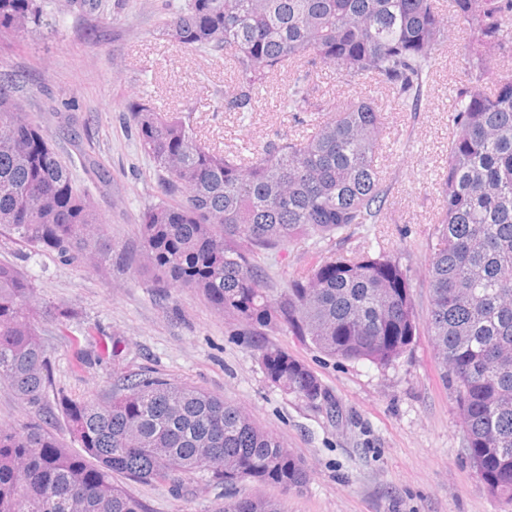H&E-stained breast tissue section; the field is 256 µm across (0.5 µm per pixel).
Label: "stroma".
I'll return each mask as SVG.
<instances>
[{
  "label": "stroma",
  "instance_id": "35a3bbf8",
  "mask_svg": "<svg viewBox=\"0 0 512 512\" xmlns=\"http://www.w3.org/2000/svg\"><path fill=\"white\" fill-rule=\"evenodd\" d=\"M180 2L89 0L63 14L57 0H45L37 27L0 43V72L11 74L22 110L42 122L65 161L76 163L75 178L96 196L108 223L106 249L116 255L137 249L139 215L159 194L129 122L131 100L148 97L161 110L192 112L202 134L222 147H250L306 132L279 109L289 83L285 72L249 120L215 111L200 87L228 83L223 59L180 49L158 32L159 17ZM461 38L460 28L450 29L416 112L372 83L345 84L334 69L313 75L330 105L373 95L385 109L380 162L389 188L387 221L355 230L337 240L335 249L397 254L422 320L431 302L426 265L440 207L438 181L453 133L448 110L463 78ZM83 157L95 163L96 173L79 167ZM324 256L320 246L305 240L261 252L257 260L267 270L268 287L279 288ZM0 262L34 277L37 302L63 304L75 314L62 325L37 322L56 387L75 398L103 391L112 382L117 346L123 370L156 371L224 397L259 427L278 434L308 469L301 491L245 483L238 487L240 495L277 501L283 512H512V505L489 495L465 454L462 417L427 328H420L407 351L385 369L334 360L284 332L269 333L270 342L287 346L321 378L335 407L329 413L272 387L241 324L216 314L194 290L171 284L161 299L141 268L116 264L105 275L91 265L30 254L5 234ZM132 490L153 512H213L224 500L222 489L207 486L198 475L178 494L165 482L136 484Z\"/></svg>",
  "mask_w": 512,
  "mask_h": 512
}]
</instances>
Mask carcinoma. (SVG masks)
I'll return each instance as SVG.
<instances>
[{"mask_svg": "<svg viewBox=\"0 0 512 512\" xmlns=\"http://www.w3.org/2000/svg\"><path fill=\"white\" fill-rule=\"evenodd\" d=\"M41 0H0V40L24 33ZM460 21L465 80L448 115L446 171L428 258V329L463 419L466 454L489 494L512 503V73L490 91L489 52L512 60V0H184L159 28L173 44L224 58L231 84L211 90L218 109L249 119L277 74L292 73L283 112L325 111L312 74L332 67L413 108L425 96L448 27ZM140 149L161 176L158 201L140 217L136 262L154 287L201 292L242 335L282 331L332 358L392 365L418 334L411 284L394 255L335 252L282 288H264L254 257L299 240L382 224L388 211L377 160L385 111L373 96L340 107L310 134L282 136L244 153L205 140L192 112L129 103ZM106 223L76 185L49 135L23 112L0 74V231L34 252L86 263ZM31 276L0 263V382L36 420L0 424V512H152L126 486L200 473L224 487L215 512H282L240 497L243 482L301 490L304 463L241 407L153 374H120L100 397L55 387L35 317L69 321L63 306L34 303ZM268 382L332 410L320 377L287 348L255 342ZM60 413L74 453L49 427Z\"/></svg>", "mask_w": 512, "mask_h": 512, "instance_id": "cac0c4a2", "label": "carcinoma"}]
</instances>
